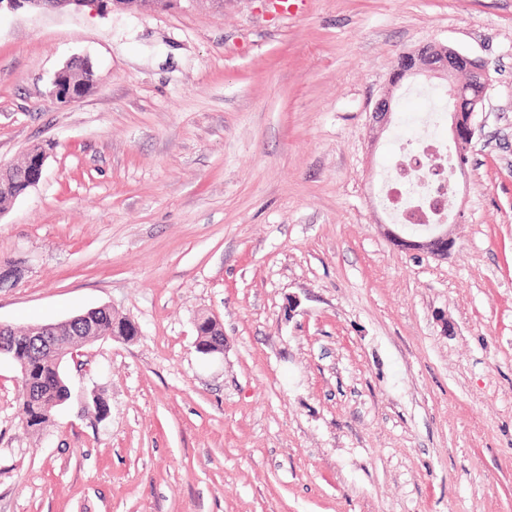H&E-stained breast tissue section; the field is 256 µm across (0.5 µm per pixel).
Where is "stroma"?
<instances>
[{
    "label": "stroma",
    "mask_w": 512,
    "mask_h": 512,
    "mask_svg": "<svg viewBox=\"0 0 512 512\" xmlns=\"http://www.w3.org/2000/svg\"><path fill=\"white\" fill-rule=\"evenodd\" d=\"M492 81L449 195L448 255L408 251L379 183L426 111L399 57ZM97 81L47 96L67 60ZM0 324L107 306L41 432L0 360V512H512V0H178L0 14ZM224 328L197 352L198 316ZM109 406L99 418L92 404ZM91 64L86 59L74 58L70 59L59 68L52 79L51 89L49 91L50 98L60 105H70L81 99L72 88L64 84L63 76L69 72V68L88 67ZM72 79L80 86L84 87L87 94L94 88L96 78L94 72L85 68H76L72 75ZM16 172L11 177L10 181L3 186H0V214L7 212L12 204L27 192L28 184L26 177L19 175L18 172L25 171L30 175L26 158L20 165L11 166ZM82 314H87V319H84L85 322H92L98 324L103 332L110 331L112 334V338H120L124 341L129 342L134 340L138 335H140L139 326L131 322L130 320L129 324H123L122 328L119 324L112 323V321L114 322L118 319L126 318L115 315L114 313H112V309L110 308L91 309ZM92 323H88L86 326L88 327L91 333H94V337H92V339L106 337L101 335L96 325Z\"/></svg>",
    "instance_id": "1"
}]
</instances>
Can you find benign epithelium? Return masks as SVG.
I'll use <instances>...</instances> for the list:
<instances>
[{"mask_svg":"<svg viewBox=\"0 0 512 512\" xmlns=\"http://www.w3.org/2000/svg\"><path fill=\"white\" fill-rule=\"evenodd\" d=\"M25 7L49 10L67 8L76 11L87 7L104 15L122 10L151 11L156 9L152 0H0V12L15 11ZM85 66H90L88 60L74 58L64 63L55 72L49 91V96L54 102L65 106L80 100V96L64 84V75L71 68ZM462 72L466 73L472 86L481 90V93L468 100L464 108L461 107L464 91L461 83L457 82V76ZM411 75H422L428 79L440 77L448 80V95L455 101L454 109L449 112L452 140L457 151L467 152L475 135L474 117L484 106L486 92L491 82L487 65L451 47L428 43L401 56V62L393 73L390 85L395 87L405 77ZM391 98V91L388 90L377 101L372 112L374 123L384 126L389 122ZM388 234L398 246L406 250H425L435 256L447 255L455 244L445 224L435 225L431 232L420 240L407 238L392 229L388 230ZM73 322L74 319L71 318L61 323L33 328L28 335L13 342V349L22 350L30 344L38 343L55 351L57 365L61 366L67 360L68 351L58 348L57 341L62 328L70 327ZM138 335H140V328L133 322L122 326L116 323L112 324V337L114 338L129 342Z\"/></svg>","mask_w":512,"mask_h":512,"instance_id":"7a95c632","label":"benign epithelium"}]
</instances>
